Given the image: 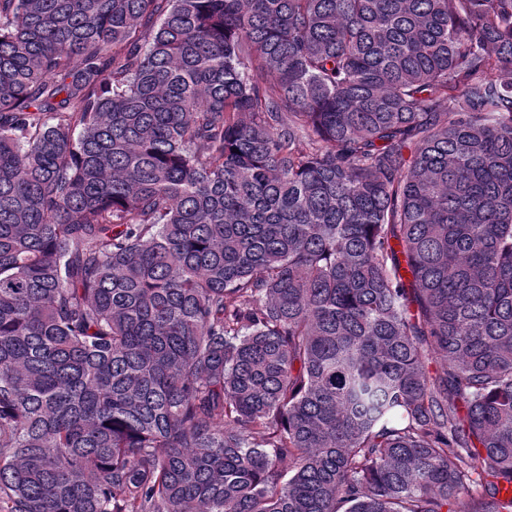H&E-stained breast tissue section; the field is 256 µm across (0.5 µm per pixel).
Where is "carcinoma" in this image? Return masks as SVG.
<instances>
[{
  "mask_svg": "<svg viewBox=\"0 0 512 512\" xmlns=\"http://www.w3.org/2000/svg\"><path fill=\"white\" fill-rule=\"evenodd\" d=\"M511 488L512 0H0V512Z\"/></svg>",
  "mask_w": 512,
  "mask_h": 512,
  "instance_id": "cac0c4a2",
  "label": "carcinoma"
}]
</instances>
